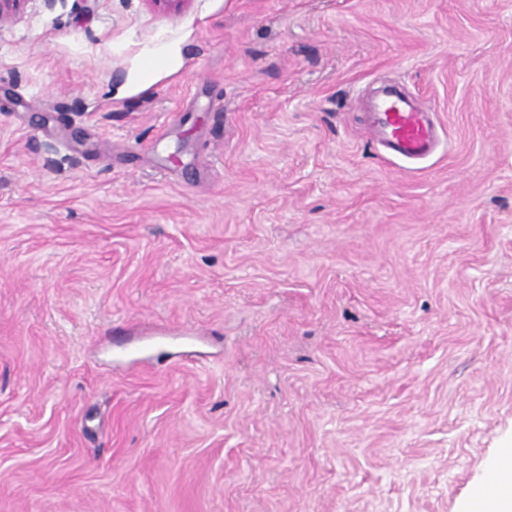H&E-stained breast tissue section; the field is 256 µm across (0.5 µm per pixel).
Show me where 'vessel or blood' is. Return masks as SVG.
<instances>
[{
    "label": "vessel or blood",
    "instance_id": "vessel-or-blood-1",
    "mask_svg": "<svg viewBox=\"0 0 512 512\" xmlns=\"http://www.w3.org/2000/svg\"><path fill=\"white\" fill-rule=\"evenodd\" d=\"M375 119L380 144L397 157L418 160L436 144V128L429 114L417 111L400 96L381 99Z\"/></svg>",
    "mask_w": 512,
    "mask_h": 512
}]
</instances>
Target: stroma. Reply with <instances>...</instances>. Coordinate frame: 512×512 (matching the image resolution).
<instances>
[{
    "label": "stroma",
    "mask_w": 512,
    "mask_h": 512,
    "mask_svg": "<svg viewBox=\"0 0 512 512\" xmlns=\"http://www.w3.org/2000/svg\"><path fill=\"white\" fill-rule=\"evenodd\" d=\"M510 445L512 0L0 21V512H462ZM374 113L378 140L393 155L418 160L433 150L437 133L427 112L392 94L377 103Z\"/></svg>",
    "instance_id": "1"
}]
</instances>
